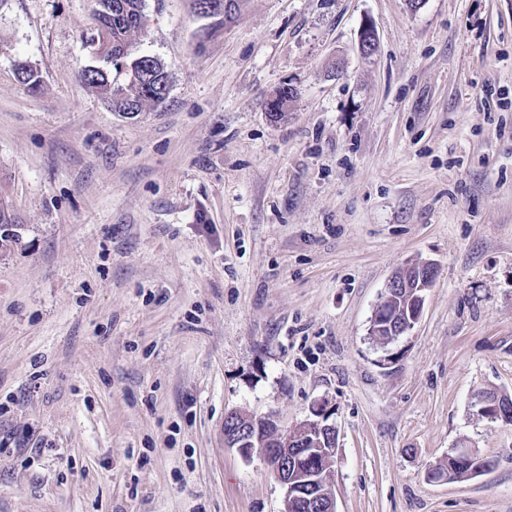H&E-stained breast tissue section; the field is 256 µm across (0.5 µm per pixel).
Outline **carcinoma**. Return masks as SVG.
I'll list each match as a JSON object with an SVG mask.
<instances>
[{
    "label": "carcinoma",
    "mask_w": 512,
    "mask_h": 512,
    "mask_svg": "<svg viewBox=\"0 0 512 512\" xmlns=\"http://www.w3.org/2000/svg\"><path fill=\"white\" fill-rule=\"evenodd\" d=\"M144 0H94V14L98 21V34L93 39L97 56L122 72L123 78L117 79L111 72L99 66H92L82 74L83 81L96 89L104 101L118 115L134 117L150 106L157 105L151 89L145 87L140 77L142 66L148 56H131L130 46L143 27ZM151 70L156 81L169 83V73L164 62L158 58L152 60ZM18 81L31 90L40 84V75L30 65H22L17 71ZM490 461L482 456L468 461L455 455L448 456V479L459 478L474 467L487 468Z\"/></svg>",
    "instance_id": "cac0c4a2"
}]
</instances>
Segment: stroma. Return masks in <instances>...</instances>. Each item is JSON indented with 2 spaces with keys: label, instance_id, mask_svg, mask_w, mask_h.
Listing matches in <instances>:
<instances>
[{
  "label": "stroma",
  "instance_id": "35a3bbf8",
  "mask_svg": "<svg viewBox=\"0 0 512 512\" xmlns=\"http://www.w3.org/2000/svg\"><path fill=\"white\" fill-rule=\"evenodd\" d=\"M144 14L169 93L123 118L80 81L93 0H0V512H283L224 414L320 400L336 512H512V424L472 405L512 397V0ZM417 258L383 366L370 320ZM461 450L489 470L430 479ZM401 271V273H400ZM411 272V276H408V272ZM437 274V266L431 260L426 259H415L407 263L402 269L396 271L388 280L384 289L382 300L377 306L376 311L371 319L372 327L369 328V336H375L372 338L381 347L385 348L390 344L398 341L401 336H404L410 330L413 329L416 323L420 320L423 312L425 291L429 288L428 280L435 278ZM400 297H408L412 303V310L407 318L403 319L399 323V327L389 334V338L382 341L379 336L381 335V329L390 325L393 321L395 312L392 318H388L390 314V308L385 306L393 300L399 299ZM378 323H385V325L379 326Z\"/></svg>",
  "mask_w": 512,
  "mask_h": 512
}]
</instances>
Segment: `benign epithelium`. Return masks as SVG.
I'll return each instance as SVG.
<instances>
[{
  "mask_svg": "<svg viewBox=\"0 0 512 512\" xmlns=\"http://www.w3.org/2000/svg\"><path fill=\"white\" fill-rule=\"evenodd\" d=\"M359 49L367 57L377 50L374 30L368 24L361 30ZM436 274V264L426 259H415L392 274L369 328V335L381 347L398 341L418 323L425 291L429 288L428 280ZM400 297L409 298L412 310L383 341L381 324L388 321L390 314L386 305ZM473 405L484 418L507 419L506 410L478 393L474 395ZM332 415V407L325 401H318L304 419L284 428L272 413L245 417L236 410H229L224 417V445L236 449L244 459L254 456L263 459L284 491V512H336L331 473L337 431Z\"/></svg>",
  "mask_w": 512,
  "mask_h": 512,
  "instance_id": "1",
  "label": "benign epithelium"
}]
</instances>
